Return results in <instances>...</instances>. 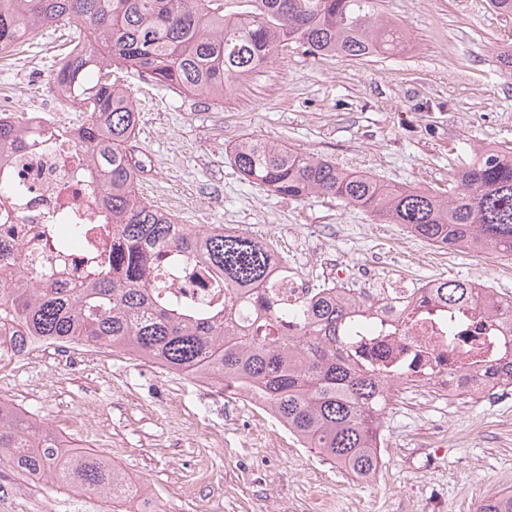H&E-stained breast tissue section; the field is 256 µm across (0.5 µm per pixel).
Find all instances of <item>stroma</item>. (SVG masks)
<instances>
[{"label": "stroma", "mask_w": 512, "mask_h": 512, "mask_svg": "<svg viewBox=\"0 0 512 512\" xmlns=\"http://www.w3.org/2000/svg\"><path fill=\"white\" fill-rule=\"evenodd\" d=\"M405 34L368 59L289 44L223 99L185 94L129 72L139 120L127 152L138 191L181 224H223L267 242L311 286L377 291L465 279L512 296V258L451 252L380 224L336 199L300 201L243 180L233 145L252 137L331 159L410 188L447 191L460 161L512 147V15L488 0H381ZM56 25L0 56V90L15 112L71 119L52 84L59 55L89 41ZM70 369L54 352L0 363V400L75 447L112 449L157 512H477L512 491V400L395 393L381 461L368 480L304 447L244 397L135 356L78 347ZM0 512H112L107 499L0 467Z\"/></svg>", "instance_id": "stroma-1"}]
</instances>
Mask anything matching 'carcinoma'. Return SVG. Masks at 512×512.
I'll return each instance as SVG.
<instances>
[{"label":"carcinoma","instance_id":"carcinoma-1","mask_svg":"<svg viewBox=\"0 0 512 512\" xmlns=\"http://www.w3.org/2000/svg\"><path fill=\"white\" fill-rule=\"evenodd\" d=\"M378 0H0V53L62 21L89 31L53 77L62 101L86 117L80 140L89 154L112 253L84 279L58 285L34 280L19 253L0 248V346L18 357L42 339L107 347L167 371L239 394L254 388L262 407L308 448L357 479L381 459L382 414L392 390L378 369L350 353L346 334L367 309L343 289L315 290L307 301L281 302L287 265L260 240L222 224L191 230L136 193L138 168L126 144L137 112L114 69L187 93L224 97L239 79L297 43L314 55L363 59L403 41L379 19ZM36 132L0 119V156L32 145ZM249 183L275 196H331L400 224L413 236L457 252L491 250L512 257V147L490 149L462 164L448 192L405 189L286 146L246 137L231 152ZM200 262L224 289L219 307L172 301L152 270L167 253ZM434 307L484 303L512 319V297L468 280L428 282ZM496 374L512 385V346ZM126 500L123 474L104 456L59 447L46 426L0 401V465ZM479 512H512V493Z\"/></svg>","mask_w":512,"mask_h":512}]
</instances>
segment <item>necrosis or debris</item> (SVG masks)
Here are the masks:
<instances>
[{"instance_id": "obj_1", "label": "necrosis or debris", "mask_w": 512, "mask_h": 512, "mask_svg": "<svg viewBox=\"0 0 512 512\" xmlns=\"http://www.w3.org/2000/svg\"><path fill=\"white\" fill-rule=\"evenodd\" d=\"M26 124L39 137L19 158L0 161V174L23 190L20 207L0 209L5 241L32 258L34 275L84 278L100 255L112 249V225L103 216L101 196L88 155L78 142V125L64 123L51 112L25 114ZM82 224L79 239L67 236L68 225ZM169 290L182 302L219 303L223 292L203 287L202 275L183 259L165 267ZM372 330H359L356 340L368 362L387 370L416 363L431 394L450 396L466 388L482 395L511 392L487 378L512 326L493 320L486 306L460 315L432 311L427 294L395 288L386 301L371 303Z\"/></svg>"}]
</instances>
